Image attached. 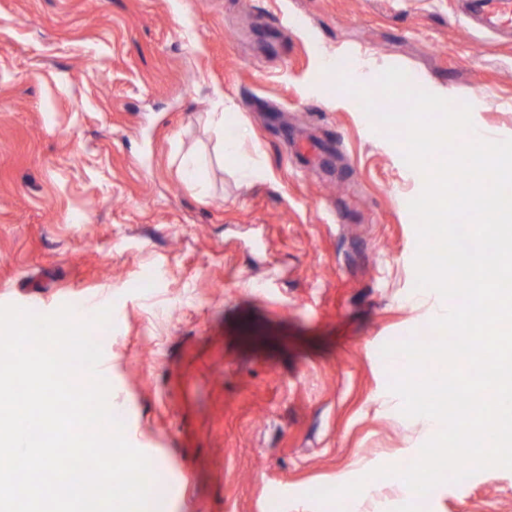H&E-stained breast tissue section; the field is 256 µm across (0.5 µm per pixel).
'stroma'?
Returning <instances> with one entry per match:
<instances>
[{"label":"stroma","instance_id":"stroma-1","mask_svg":"<svg viewBox=\"0 0 512 512\" xmlns=\"http://www.w3.org/2000/svg\"><path fill=\"white\" fill-rule=\"evenodd\" d=\"M461 0H0V305L112 310L124 436L159 461L151 512H366L308 492L407 465L429 435L381 347L418 298L401 132L337 79L402 68L512 138V37ZM337 63L325 78L324 57ZM246 135L221 158L210 123ZM195 154L208 183L184 182ZM261 165L245 183L241 168ZM152 269L144 283L141 273ZM383 512H512L490 468Z\"/></svg>","mask_w":512,"mask_h":512}]
</instances>
